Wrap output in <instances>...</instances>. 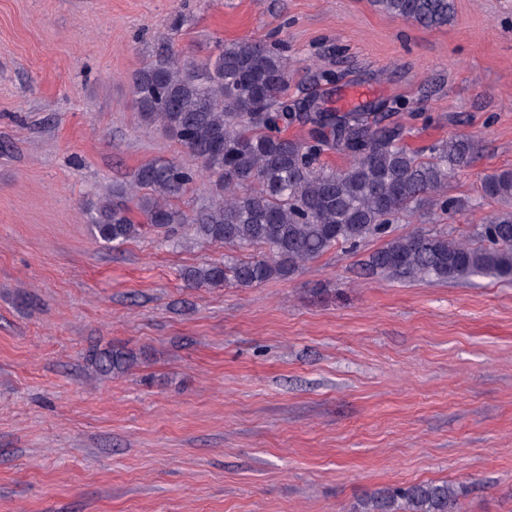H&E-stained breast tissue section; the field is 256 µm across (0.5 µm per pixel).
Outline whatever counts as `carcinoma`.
Returning <instances> with one entry per match:
<instances>
[{"mask_svg":"<svg viewBox=\"0 0 512 512\" xmlns=\"http://www.w3.org/2000/svg\"><path fill=\"white\" fill-rule=\"evenodd\" d=\"M381 12L425 28L448 25L451 0H373ZM288 64L279 49L260 39L219 45L213 59L197 63L173 51L155 56L132 81L140 118L174 137L215 187V199L185 211L172 200L197 177L177 161L139 166L131 179L91 202L90 230L105 246L139 237L145 226L172 238L192 237L262 255L208 263L185 273L193 288L227 284L250 288L286 279L337 246L356 247L382 237L388 225L425 208L442 217L469 207L449 193L455 173L469 167L475 141L457 135L425 157L402 145L403 127L378 111L336 114L308 99L291 111L282 100ZM311 124L307 140L282 133ZM335 149L348 158L341 167L319 163ZM485 198L512 203V169L484 175ZM146 224L131 217L129 204ZM476 243L446 229L389 239L366 263L371 274L408 281L468 280L481 276L512 282V212L476 226ZM103 372L120 370L130 357L112 347L93 354ZM458 490L447 482L379 491L367 512H457Z\"/></svg>","mask_w":512,"mask_h":512,"instance_id":"1","label":"carcinoma"}]
</instances>
